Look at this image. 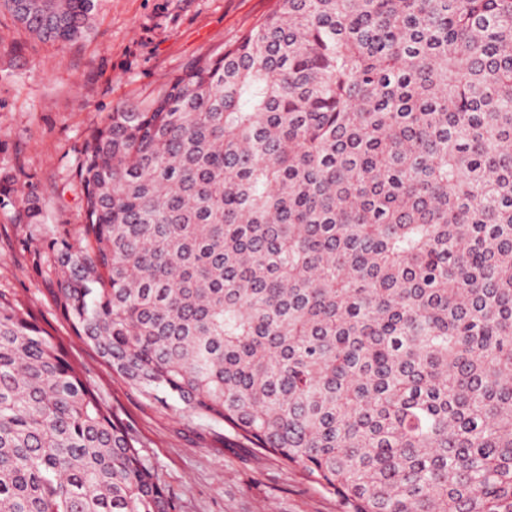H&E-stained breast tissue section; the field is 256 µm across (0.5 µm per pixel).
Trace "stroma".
<instances>
[{
  "instance_id": "obj_1",
  "label": "stroma",
  "mask_w": 512,
  "mask_h": 512,
  "mask_svg": "<svg viewBox=\"0 0 512 512\" xmlns=\"http://www.w3.org/2000/svg\"><path fill=\"white\" fill-rule=\"evenodd\" d=\"M279 0H95L88 34L38 41L0 6V169L30 174L50 224L84 220V140L117 106L148 103L191 60L222 53ZM0 206V291L63 343L72 364L139 436L176 512H345L342 499L231 428L146 398L73 335L17 249Z\"/></svg>"
}]
</instances>
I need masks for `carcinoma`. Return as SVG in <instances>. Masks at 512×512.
<instances>
[{
  "label": "carcinoma",
  "instance_id": "1",
  "mask_svg": "<svg viewBox=\"0 0 512 512\" xmlns=\"http://www.w3.org/2000/svg\"><path fill=\"white\" fill-rule=\"evenodd\" d=\"M72 43L94 0H0ZM84 223L21 200L73 334L348 512H512V0H280L85 140ZM0 512H176L0 292Z\"/></svg>",
  "mask_w": 512,
  "mask_h": 512
}]
</instances>
